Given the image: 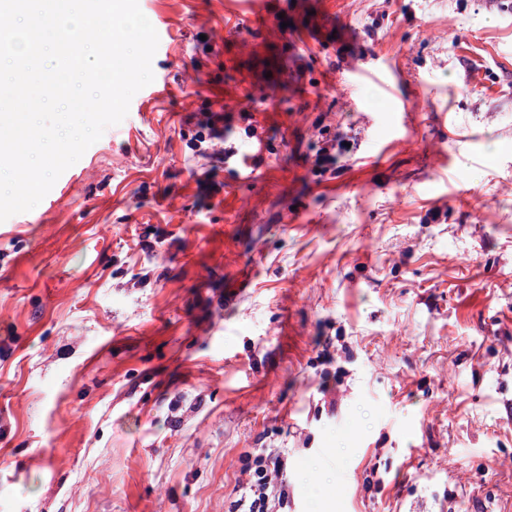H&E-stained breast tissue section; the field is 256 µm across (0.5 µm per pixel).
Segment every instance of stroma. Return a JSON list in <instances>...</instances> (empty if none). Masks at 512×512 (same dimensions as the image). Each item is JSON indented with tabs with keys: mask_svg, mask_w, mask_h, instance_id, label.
I'll list each match as a JSON object with an SVG mask.
<instances>
[{
	"mask_svg": "<svg viewBox=\"0 0 512 512\" xmlns=\"http://www.w3.org/2000/svg\"><path fill=\"white\" fill-rule=\"evenodd\" d=\"M248 2L138 0L153 82L0 222V512H228L262 452L288 512H512V6ZM261 77L238 184L187 143ZM345 148L343 140L336 139V134L332 137L326 136L312 161V172L320 176L325 175L327 172L336 173L337 155L344 151Z\"/></svg>",
	"mask_w": 512,
	"mask_h": 512,
	"instance_id": "obj_1",
	"label": "stroma"
}]
</instances>
